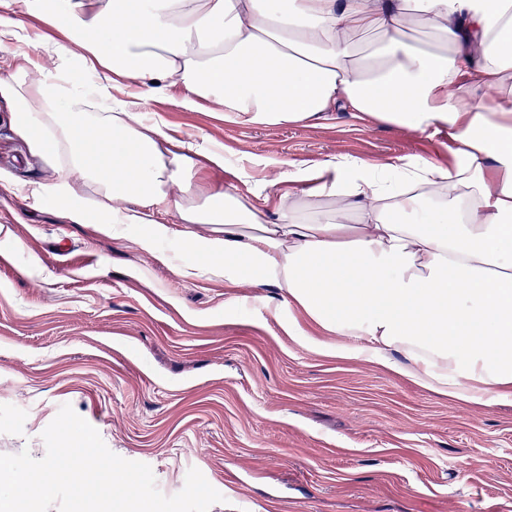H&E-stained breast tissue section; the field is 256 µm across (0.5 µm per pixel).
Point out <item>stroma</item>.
Returning a JSON list of instances; mask_svg holds the SVG:
<instances>
[{"label":"stroma","mask_w":512,"mask_h":512,"mask_svg":"<svg viewBox=\"0 0 512 512\" xmlns=\"http://www.w3.org/2000/svg\"><path fill=\"white\" fill-rule=\"evenodd\" d=\"M20 38L0 43V75L50 65L63 24L12 0ZM180 93L149 95L174 137L223 150L204 183L231 182L273 207L281 187L259 160L368 162L449 158L448 140L368 124L350 112L253 126ZM0 97V454L42 458L62 405L116 455L148 464L167 496L199 469L222 496L209 512H512V402L449 403L365 358L299 347L281 330L282 292L179 276L194 263L182 225L160 242L170 265L138 246L147 226L112 235L63 217L27 183L56 179Z\"/></svg>","instance_id":"35a3bbf8"}]
</instances>
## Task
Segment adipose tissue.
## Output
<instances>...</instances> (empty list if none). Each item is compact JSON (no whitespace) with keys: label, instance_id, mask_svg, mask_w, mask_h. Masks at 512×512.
<instances>
[{"label":"adipose tissue","instance_id":"obj_1","mask_svg":"<svg viewBox=\"0 0 512 512\" xmlns=\"http://www.w3.org/2000/svg\"><path fill=\"white\" fill-rule=\"evenodd\" d=\"M65 18L59 54L78 45L97 76L88 92L53 69L11 72L0 94L13 123L47 152L62 180L44 198L90 183L101 230L148 225L142 251L172 230L193 236L186 277L283 292L301 319L283 330L307 350L357 355L452 403L512 399V0H29ZM430 29L436 49L408 34ZM375 34L363 52L355 35ZM176 88L184 108L249 124H298L339 110L370 124L447 132L448 164L338 157L267 159L264 181L291 183L274 209L236 185L209 189L220 150L176 140L149 94Z\"/></svg>","mask_w":512,"mask_h":512}]
</instances>
